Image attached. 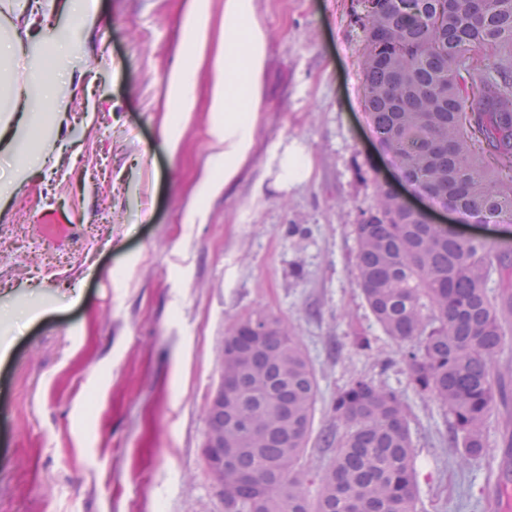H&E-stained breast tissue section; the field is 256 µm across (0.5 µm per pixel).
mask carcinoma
<instances>
[{
	"instance_id": "carcinoma-1",
	"label": "carcinoma",
	"mask_w": 512,
	"mask_h": 512,
	"mask_svg": "<svg viewBox=\"0 0 512 512\" xmlns=\"http://www.w3.org/2000/svg\"><path fill=\"white\" fill-rule=\"evenodd\" d=\"M364 106L379 142L417 186L472 216L512 213V0H361ZM357 281L398 346L415 390L451 416L449 441L486 454L505 398L495 357L512 335V249L425 224L389 187L354 225ZM238 417L225 512H417L409 411L394 390L353 379L333 404L342 430L313 433L315 370L265 313L224 337ZM329 452L316 498L307 458Z\"/></svg>"
}]
</instances>
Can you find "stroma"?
I'll use <instances>...</instances> for the list:
<instances>
[{
    "label": "stroma",
    "instance_id": "obj_1",
    "mask_svg": "<svg viewBox=\"0 0 512 512\" xmlns=\"http://www.w3.org/2000/svg\"><path fill=\"white\" fill-rule=\"evenodd\" d=\"M41 119L30 168L0 199V512H224L202 456L226 334L262 311L299 338L316 372L315 429L366 376L410 411L422 512H512V400L484 457L462 460L449 418L408 382L396 344L357 284L353 226L397 171L363 101L357 0H257L270 33L258 143L237 185L207 195L212 76L198 70L191 119L170 154L160 134L167 80L184 50L182 0H98ZM75 19L27 25L0 0V32L27 56ZM298 140L311 179L254 186L266 151ZM368 337L360 349L358 337Z\"/></svg>",
    "mask_w": 512,
    "mask_h": 512
}]
</instances>
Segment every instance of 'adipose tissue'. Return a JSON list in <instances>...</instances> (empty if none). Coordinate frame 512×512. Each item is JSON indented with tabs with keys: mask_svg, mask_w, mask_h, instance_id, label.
Instances as JSON below:
<instances>
[{
	"mask_svg": "<svg viewBox=\"0 0 512 512\" xmlns=\"http://www.w3.org/2000/svg\"><path fill=\"white\" fill-rule=\"evenodd\" d=\"M257 0H224V15L217 46L209 44L210 0H186V41L191 47L171 73L166 93L161 134L169 148H177L179 135L192 110V85L196 68L210 60L214 72L211 128L214 156L221 162L218 177L208 179L204 189H231L257 144L258 108L262 100V75L269 32L256 13ZM21 38L0 40V90H21L25 109L38 114L53 105L55 81L68 39L56 36L36 59L16 64ZM312 158L298 141L275 144L268 150L266 173L281 191L307 181Z\"/></svg>",
	"mask_w": 512,
	"mask_h": 512,
	"instance_id": "1",
	"label": "adipose tissue"
}]
</instances>
